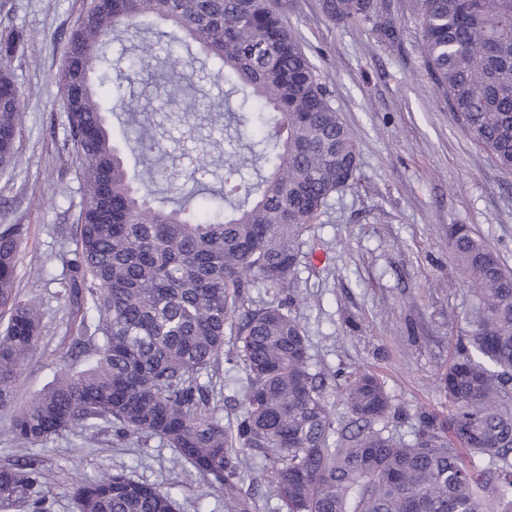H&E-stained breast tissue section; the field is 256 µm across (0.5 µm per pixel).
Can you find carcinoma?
Here are the masks:
<instances>
[{
	"instance_id": "obj_1",
	"label": "carcinoma",
	"mask_w": 512,
	"mask_h": 512,
	"mask_svg": "<svg viewBox=\"0 0 512 512\" xmlns=\"http://www.w3.org/2000/svg\"><path fill=\"white\" fill-rule=\"evenodd\" d=\"M426 67L468 136L500 168L512 170V0H411ZM326 16L393 34L382 0H322ZM171 28L188 58L165 63L194 87L196 47L219 65L235 124V162L199 155L197 191L224 164V189L204 210L195 194L165 207L151 187L175 173L151 165L130 175L109 117L135 134L139 159L160 151L139 97L126 93L131 63L108 46L148 23ZM28 35L0 29V58L24 49ZM154 42L138 46L146 71ZM66 141L75 152L83 201L64 296L75 334L69 351L85 359L15 406L21 368L38 347V303L15 288L19 224H0V407L13 408L21 448L74 427L112 428L113 436L159 438L224 495L228 512H255L244 489L250 452L265 460L281 512H512V270L467 224L448 225V248L477 305L476 329L459 338L458 357L439 377L448 421L421 414L412 441L375 428L390 396L370 371L349 377L347 423L311 371L308 339L288 304H258L252 289L289 288L305 235L333 195L357 181L360 149L332 103V92L288 25V0H84L66 40ZM112 97L99 87L107 74ZM23 94L0 68V176L17 158ZM262 167L256 181L242 169ZM231 344L247 374L242 411L224 426L203 377L219 370ZM46 473L30 459L0 467V503L51 512ZM76 512H180L176 495L122 471L80 482Z\"/></svg>"
}]
</instances>
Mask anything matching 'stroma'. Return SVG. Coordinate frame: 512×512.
Returning <instances> with one entry per match:
<instances>
[{
	"label": "stroma",
	"instance_id": "35a3bbf8",
	"mask_svg": "<svg viewBox=\"0 0 512 512\" xmlns=\"http://www.w3.org/2000/svg\"><path fill=\"white\" fill-rule=\"evenodd\" d=\"M80 7L81 0H0V26L30 37L24 55L6 62L25 101L20 161L10 178L0 179V224L24 227L16 286L44 312L42 338L20 376L22 401L65 365H81L67 354L70 305L60 293L70 276L60 256L73 247L65 229L81 194L57 80L64 36ZM384 9L399 30L392 42L329 20L321 0L289 2L288 23L360 147L357 183L330 200L308 233L295 280L304 300L296 311L337 416L346 412V377L372 370L391 398L382 427L409 440L420 427L419 412L447 416L437 377L457 357L458 330L474 328L472 297L453 270L448 227L469 225L512 269V170L497 167L449 110L425 68L419 23L407 0H384ZM163 83L160 91L133 87L146 113L168 115L158 135L162 164L181 174L186 154L222 155L223 113L202 108L185 114L191 91L168 75ZM212 382L220 390L216 415L234 420L246 385L243 363L223 361ZM23 455L49 475L51 512H74L76 482L114 470L176 492L181 512H226L223 495L190 465L174 463L172 449L156 438L120 441L110 428L78 426L22 450L13 441L9 412L0 409V465Z\"/></svg>",
	"mask_w": 512,
	"mask_h": 512
}]
</instances>
